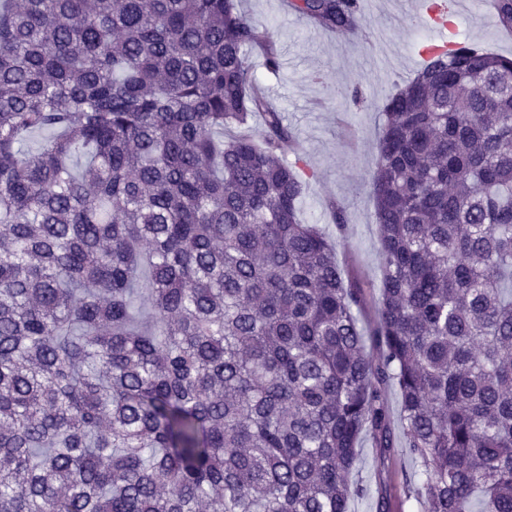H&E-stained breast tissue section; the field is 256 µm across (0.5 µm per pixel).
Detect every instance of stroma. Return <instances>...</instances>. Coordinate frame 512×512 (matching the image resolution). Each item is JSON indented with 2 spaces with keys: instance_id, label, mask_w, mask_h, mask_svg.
<instances>
[{
  "instance_id": "stroma-1",
  "label": "stroma",
  "mask_w": 512,
  "mask_h": 512,
  "mask_svg": "<svg viewBox=\"0 0 512 512\" xmlns=\"http://www.w3.org/2000/svg\"><path fill=\"white\" fill-rule=\"evenodd\" d=\"M241 9L274 34L280 67L269 71L254 56V75L294 131L296 150L307 169L300 201L303 220L323 227L341 259L378 294L379 243L370 181L378 158L383 119L376 106L398 91L425 64L427 25L412 11V0H360L352 31L336 33L311 24L286 0H241ZM448 40L512 56V37L496 15L451 18ZM342 205L345 233H337L333 208ZM416 463L400 452L380 455L363 437L351 475L370 494L352 500L350 512H376L384 496L391 512H415L411 494Z\"/></svg>"
}]
</instances>
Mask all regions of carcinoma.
I'll use <instances>...</instances> for the list:
<instances>
[{
    "label": "carcinoma",
    "instance_id": "1",
    "mask_svg": "<svg viewBox=\"0 0 512 512\" xmlns=\"http://www.w3.org/2000/svg\"><path fill=\"white\" fill-rule=\"evenodd\" d=\"M256 46L238 0L0 8V512H350L392 385L420 512H512V58L432 49L377 105L367 330Z\"/></svg>",
    "mask_w": 512,
    "mask_h": 512
}]
</instances>
